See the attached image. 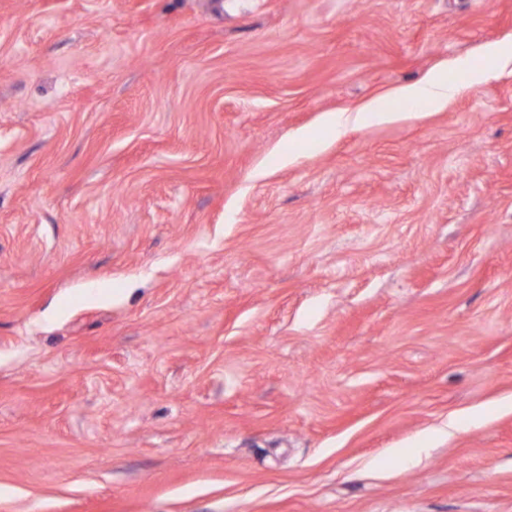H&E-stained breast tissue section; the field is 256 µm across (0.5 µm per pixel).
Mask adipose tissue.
I'll use <instances>...</instances> for the list:
<instances>
[{"mask_svg":"<svg viewBox=\"0 0 512 512\" xmlns=\"http://www.w3.org/2000/svg\"><path fill=\"white\" fill-rule=\"evenodd\" d=\"M512 63V43L494 44L484 48L480 61L459 60L455 69L461 70L465 83L451 81L447 70H438L423 80L394 90L390 100L376 99L359 106L355 113L327 114L319 128L320 133H333L353 123L378 121L387 123L398 118V105L414 111H439L447 106L463 86H477L486 82L499 68Z\"/></svg>","mask_w":512,"mask_h":512,"instance_id":"ef3b65f1","label":"adipose tissue"}]
</instances>
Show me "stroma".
Instances as JSON below:
<instances>
[{
  "instance_id": "35a3bbf8",
  "label": "stroma",
  "mask_w": 512,
  "mask_h": 512,
  "mask_svg": "<svg viewBox=\"0 0 512 512\" xmlns=\"http://www.w3.org/2000/svg\"><path fill=\"white\" fill-rule=\"evenodd\" d=\"M511 40L512 0H0V512H512V65L306 137ZM463 86L448 78V67L440 69L423 80L405 85L394 90L391 97L368 101L359 106L354 115L348 112L328 113L323 124L309 132L308 137L316 139L325 133H336L352 123L378 121L387 123L400 117L398 110L386 106L387 102H398L406 105L412 111H439L448 105Z\"/></svg>"
}]
</instances>
